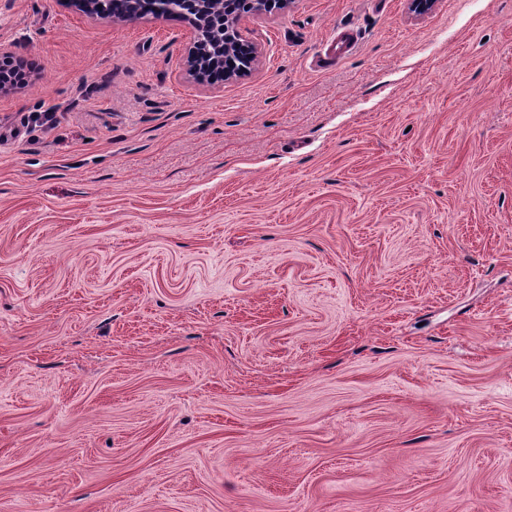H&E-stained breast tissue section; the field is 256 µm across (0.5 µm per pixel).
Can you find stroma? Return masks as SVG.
<instances>
[{
	"mask_svg": "<svg viewBox=\"0 0 512 512\" xmlns=\"http://www.w3.org/2000/svg\"><path fill=\"white\" fill-rule=\"evenodd\" d=\"M0 0V512H512V0ZM94 0L97 14L104 19L122 17L123 19H137L145 15H154L152 9L155 0ZM183 1L186 9L183 11V14L189 17L192 20L190 22L191 28L194 31V41L193 46L191 47L188 54V63L190 69L195 64V61L201 56L204 55L208 57L210 55V47L207 42L202 38L203 29L202 26L206 20V2L203 0H176ZM179 6L175 3L168 4V8L166 10V17L175 18V19H183V14L179 13ZM198 17L199 19H197ZM237 1H242V3H239L237 6V10L239 13H248L252 11V9L246 3V1L249 0ZM224 3L226 5L225 11L226 13L228 12V14H225L224 16V80H228L233 75H235V73H237L243 68V66L240 67V65L237 63L233 56V50L231 48L233 44H239L241 46L245 45V48L250 51V53L247 56V59H249L248 62H250V60L255 55V47L243 43L240 37L239 31L236 27L239 19V13L234 11L232 0H211L209 8L211 9L212 14H214L217 17L223 16Z\"/></svg>",
	"mask_w": 512,
	"mask_h": 512,
	"instance_id": "stroma-1",
	"label": "stroma"
}]
</instances>
